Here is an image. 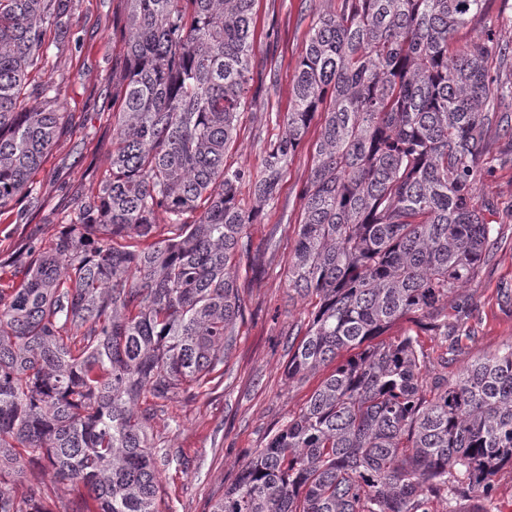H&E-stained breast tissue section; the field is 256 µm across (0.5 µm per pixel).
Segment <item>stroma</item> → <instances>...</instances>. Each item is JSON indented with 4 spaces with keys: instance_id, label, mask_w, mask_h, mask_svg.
<instances>
[{
    "instance_id": "1",
    "label": "stroma",
    "mask_w": 512,
    "mask_h": 512,
    "mask_svg": "<svg viewBox=\"0 0 512 512\" xmlns=\"http://www.w3.org/2000/svg\"><path fill=\"white\" fill-rule=\"evenodd\" d=\"M339 0H257L253 81L240 114L238 135L227 165L257 167L280 132L270 116L287 112L290 80L318 14ZM125 0H73L71 35L50 51L40 75L57 81L66 127L43 166L33 175L35 202L20 201L0 213V259L44 246L62 229L77 202L97 187L110 168L112 114L127 68L121 22ZM492 32L495 43L512 50V0H486L481 16L455 37L464 47ZM491 76L504 94L493 106L497 122L484 134L474 202L489 208L497 231L491 254L467 286L439 303L447 335L424 328L414 317L399 321L391 336L420 337L427 370L457 375L477 358L512 346V53L491 55ZM312 165L300 150L284 173L275 201L250 233L254 249L243 281L246 309L238 337L224 362V378L156 404L152 433L163 449L159 465L162 512H210L234 484L241 464L264 447L289 416L298 414L322 379L311 374L289 380L286 365L301 341L313 303L288 289V254L296 240L301 195ZM458 337L449 346L447 336ZM28 483L53 512H69L81 497L78 486L55 484L41 465Z\"/></svg>"
}]
</instances>
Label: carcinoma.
Here are the masks:
<instances>
[{
    "label": "carcinoma",
    "instance_id": "1",
    "mask_svg": "<svg viewBox=\"0 0 512 512\" xmlns=\"http://www.w3.org/2000/svg\"><path fill=\"white\" fill-rule=\"evenodd\" d=\"M125 2L111 171L14 267L19 285L0 287V512H51L27 487L35 460L83 487L76 512H159L155 408L141 403L224 377L250 225L307 143L288 287L315 305L287 376L335 367L211 512H433L436 498L456 512L466 495L489 499L512 465V346L450 381L423 377L413 336L372 343L410 315L440 329V298L474 278L492 241L473 191L502 95L493 39L453 48L485 0H341L321 14L255 170L224 155L252 80L256 0ZM70 9L0 0V210L33 194L63 127L55 81L29 75L47 31L69 35Z\"/></svg>",
    "mask_w": 512,
    "mask_h": 512
}]
</instances>
